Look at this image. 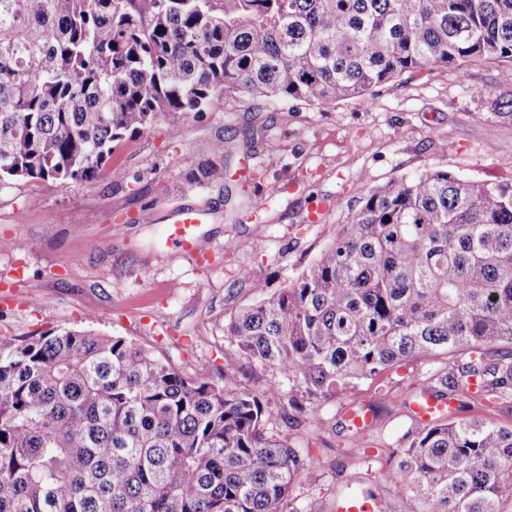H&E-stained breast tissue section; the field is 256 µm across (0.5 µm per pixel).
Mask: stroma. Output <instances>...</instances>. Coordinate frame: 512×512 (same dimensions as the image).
<instances>
[{
    "label": "stroma",
    "instance_id": "stroma-1",
    "mask_svg": "<svg viewBox=\"0 0 512 512\" xmlns=\"http://www.w3.org/2000/svg\"><path fill=\"white\" fill-rule=\"evenodd\" d=\"M509 100L508 62L470 65L462 77L441 67L407 73L374 88L366 104L257 105L231 92L200 117L126 137L99 180L17 182L0 190V336L19 344L90 329L135 341L184 372L207 363L222 373L232 351L224 320L254 299L235 285L237 268L278 288L335 238L365 184L428 169L511 182L512 117L501 114ZM220 134L230 149L223 184L190 182ZM178 206L210 213L198 231L204 263L166 242L165 219ZM144 210L156 223H135ZM26 239L36 250H18ZM236 240L247 249L226 253ZM432 364L421 357L359 386L357 400L375 415L361 440L344 428L348 408L338 399L322 401L317 419L300 418L290 434L320 475L302 494L309 512H336L356 488V455L388 458L409 427L408 410L384 404L377 384L408 391Z\"/></svg>",
    "mask_w": 512,
    "mask_h": 512
}]
</instances>
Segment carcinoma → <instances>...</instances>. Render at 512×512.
I'll use <instances>...</instances> for the list:
<instances>
[{"label":"carcinoma","instance_id":"carcinoma-1","mask_svg":"<svg viewBox=\"0 0 512 512\" xmlns=\"http://www.w3.org/2000/svg\"><path fill=\"white\" fill-rule=\"evenodd\" d=\"M512 63V0H0V189L106 171L126 136L212 98L369 100L427 67ZM226 141L189 179L224 182ZM224 322L241 370L188 374L92 330L0 336V512H303L317 468L272 428L421 356L410 383L490 410L512 401V182L429 169L360 190L335 240ZM355 498L386 512H506L512 428L411 426Z\"/></svg>","mask_w":512,"mask_h":512}]
</instances>
